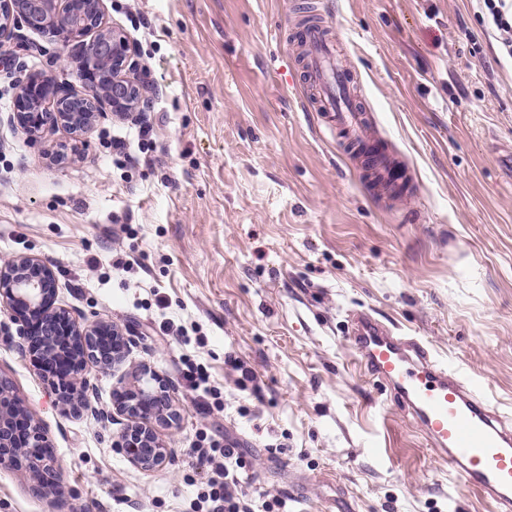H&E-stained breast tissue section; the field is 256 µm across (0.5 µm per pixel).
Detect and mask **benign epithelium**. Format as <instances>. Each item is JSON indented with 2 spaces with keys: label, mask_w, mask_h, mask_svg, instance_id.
Here are the masks:
<instances>
[{
  "label": "benign epithelium",
  "mask_w": 512,
  "mask_h": 512,
  "mask_svg": "<svg viewBox=\"0 0 512 512\" xmlns=\"http://www.w3.org/2000/svg\"><path fill=\"white\" fill-rule=\"evenodd\" d=\"M103 0H0V43L11 39L23 25L43 33L62 47L91 36L84 55L110 67L105 88L93 70L82 67L77 75L85 93L79 95L56 77L40 73L15 95L12 122L26 134L38 136L62 128L77 138L108 109L126 116L145 111L149 78L140 67L134 41L120 28L103 22ZM57 283L49 263L26 255L0 263V300L12 312L22 339L19 349L46 377L65 412L89 413L112 422V413L127 420L115 441L135 466L153 471L163 467L169 449L159 440L155 425L171 427L180 418L167 383L143 371L112 391V409L95 407L84 377L93 364L108 369L121 362L130 344L131 330L104 320L79 321L56 305ZM0 464L25 470L40 494L60 493V473L54 451L31 410L13 393L11 381L0 375Z\"/></svg>",
  "instance_id": "obj_1"
}]
</instances>
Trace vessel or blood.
Wrapping results in <instances>:
<instances>
[{"label": "vessel or blood", "mask_w": 512, "mask_h": 512, "mask_svg": "<svg viewBox=\"0 0 512 512\" xmlns=\"http://www.w3.org/2000/svg\"><path fill=\"white\" fill-rule=\"evenodd\" d=\"M302 37L316 105L327 114L329 128L345 131L357 145H372V127L357 107L353 73L338 57L326 25L307 29ZM349 333L367 374L406 407L435 454L466 487L494 500L499 512H512V421L497 414L459 371L370 314L351 313Z\"/></svg>", "instance_id": "obj_1"}]
</instances>
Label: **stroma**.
<instances>
[{"instance_id": "stroma-1", "label": "stroma", "mask_w": 512, "mask_h": 512, "mask_svg": "<svg viewBox=\"0 0 512 512\" xmlns=\"http://www.w3.org/2000/svg\"><path fill=\"white\" fill-rule=\"evenodd\" d=\"M317 7L359 104L406 181L376 190L363 158L309 110L297 35ZM136 43L153 127L106 112L78 149L0 109V258L49 261L57 303L131 328L124 361L88 367L97 407L147 368L182 418L162 469L113 443L126 420L63 412L0 303V375L42 420L62 508L0 465V512H191L202 440L236 445L252 490L287 512H498L464 488L411 416L355 363L351 312L417 338L512 419V60L474 0H104ZM78 49L27 28L0 45V98L27 75L74 91ZM138 157L116 163L113 139ZM68 147L63 163L51 150ZM184 327L189 343L169 335ZM252 371L247 386L228 366ZM200 364L212 395L184 377Z\"/></svg>"}]
</instances>
